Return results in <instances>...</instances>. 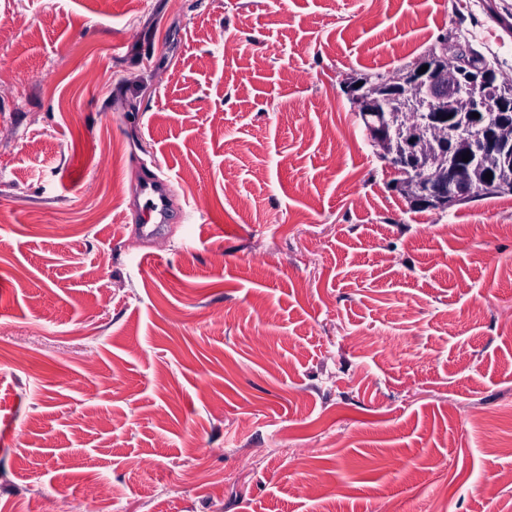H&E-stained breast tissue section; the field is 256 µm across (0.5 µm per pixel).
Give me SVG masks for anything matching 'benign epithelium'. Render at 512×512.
<instances>
[{
  "label": "benign epithelium",
  "instance_id": "1",
  "mask_svg": "<svg viewBox=\"0 0 512 512\" xmlns=\"http://www.w3.org/2000/svg\"><path fill=\"white\" fill-rule=\"evenodd\" d=\"M448 42L423 56L400 83L379 82L360 92L350 89L361 112H379L382 123L370 136L402 176L401 190L412 202L447 210L485 190L512 189V124L488 125L505 110L501 89L469 75ZM428 66L419 73L422 66ZM479 117H472V113ZM469 161H462V155ZM492 179H485V174Z\"/></svg>",
  "mask_w": 512,
  "mask_h": 512
}]
</instances>
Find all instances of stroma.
Here are the masks:
<instances>
[{
  "instance_id": "1",
  "label": "stroma",
  "mask_w": 512,
  "mask_h": 512,
  "mask_svg": "<svg viewBox=\"0 0 512 512\" xmlns=\"http://www.w3.org/2000/svg\"><path fill=\"white\" fill-rule=\"evenodd\" d=\"M446 36L512 80V0H0V512H512V193L347 89ZM168 179L158 176L147 181L143 193L147 195L145 202V222L147 224H164L168 218L167 193Z\"/></svg>"
}]
</instances>
